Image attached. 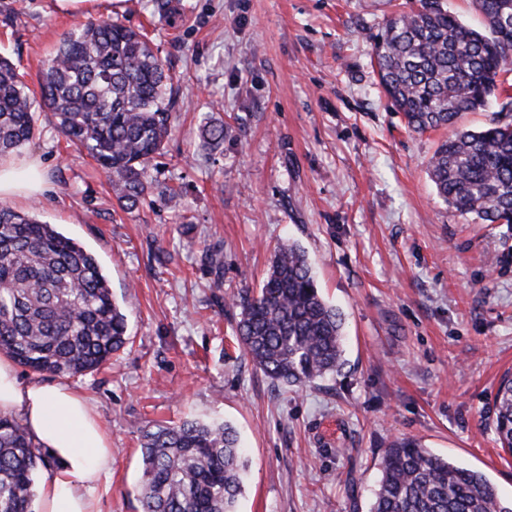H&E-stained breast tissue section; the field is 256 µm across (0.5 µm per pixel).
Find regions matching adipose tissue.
Instances as JSON below:
<instances>
[{
	"mask_svg": "<svg viewBox=\"0 0 512 512\" xmlns=\"http://www.w3.org/2000/svg\"><path fill=\"white\" fill-rule=\"evenodd\" d=\"M29 156H0V199L43 194L45 180L23 183L16 172L40 167ZM0 409L17 417L31 441L47 449L52 465L41 480L40 512H98L94 487L112 472L111 438L85 396L68 383H21L14 360L0 355Z\"/></svg>",
	"mask_w": 512,
	"mask_h": 512,
	"instance_id": "adipose-tissue-1",
	"label": "adipose tissue"
}]
</instances>
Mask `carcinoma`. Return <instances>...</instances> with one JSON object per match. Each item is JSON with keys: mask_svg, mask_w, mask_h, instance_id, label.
Instances as JSON below:
<instances>
[{"mask_svg": "<svg viewBox=\"0 0 512 512\" xmlns=\"http://www.w3.org/2000/svg\"><path fill=\"white\" fill-rule=\"evenodd\" d=\"M388 19L374 36L380 83L407 126L452 127L429 176L448 207L482 224H512V123L455 127L487 107L499 72L512 65V0H473L486 28L464 25L443 0ZM171 77L147 36L119 20L68 33L41 70V102L17 67L0 56V155L35 136L37 108L107 173L120 204L133 208L151 189L147 173L171 135ZM232 132L222 118L199 130L216 150ZM237 336L253 365L273 381L311 385L342 370L344 319L323 297L308 256L279 244L258 291L234 296ZM127 316L93 253L33 212L0 205V350L34 372L79 377L123 349ZM495 431L512 453V375L496 395ZM142 512H237L242 493L235 429L186 419L143 432ZM37 448L12 415L0 412V512H33ZM369 512H512L486 477L418 441L392 442L379 462Z\"/></svg>", "mask_w": 512, "mask_h": 512, "instance_id": "obj_1", "label": "carcinoma"}]
</instances>
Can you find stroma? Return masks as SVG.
<instances>
[{"label": "stroma", "mask_w": 512, "mask_h": 512, "mask_svg": "<svg viewBox=\"0 0 512 512\" xmlns=\"http://www.w3.org/2000/svg\"><path fill=\"white\" fill-rule=\"evenodd\" d=\"M181 3L172 20L151 0L88 15L0 0V54L30 88L66 34L112 15L148 35L172 78V135L138 208L118 206L49 112L22 149L40 157L48 190L11 203L94 253L128 316L111 365L71 381L112 436L99 512H141V432L186 417L238 431V512H368L382 451L400 438L512 499V453L494 433L512 370V226L442 201L427 166L449 132L410 131L372 59L373 35L416 0ZM210 116L233 130L212 153L198 139ZM283 239L306 251L345 318L346 365L303 389L271 381L235 336L232 298L258 288Z\"/></svg>", "instance_id": "35a3bbf8"}]
</instances>
